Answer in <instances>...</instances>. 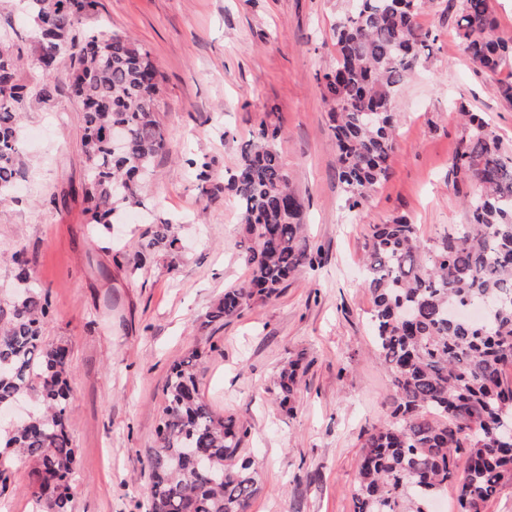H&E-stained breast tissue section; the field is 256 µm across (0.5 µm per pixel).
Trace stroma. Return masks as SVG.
<instances>
[{
	"mask_svg": "<svg viewBox=\"0 0 512 512\" xmlns=\"http://www.w3.org/2000/svg\"><path fill=\"white\" fill-rule=\"evenodd\" d=\"M349 0H97L84 28L107 27L145 45L163 75L169 149L146 186L149 214L91 233L81 199L88 162L66 73L30 110L29 175L5 216L0 247L31 259L47 291L45 343L70 351L69 430L76 452L71 512H146V451L155 445L170 367L201 347L200 389L239 418L260 488L248 512H354L362 443L391 411L388 373L373 356L370 294L362 286L369 228L404 215L439 241L467 221L448 177L461 135L457 112L486 113L512 144V103L500 95L512 59L495 72L461 53L454 0H431L422 27L439 36L393 101L399 116L391 175L363 210H349L318 77L336 64L334 27ZM282 130L278 150L301 198L318 267L238 317L208 323L225 289L248 277L234 197L220 187L260 123ZM209 163L203 191L185 163ZM171 222L177 254L135 253L154 224ZM299 363L292 409L274 381Z\"/></svg>",
	"mask_w": 512,
	"mask_h": 512,
	"instance_id": "obj_1",
	"label": "stroma"
}]
</instances>
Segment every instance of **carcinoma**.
<instances>
[{
  "mask_svg": "<svg viewBox=\"0 0 512 512\" xmlns=\"http://www.w3.org/2000/svg\"><path fill=\"white\" fill-rule=\"evenodd\" d=\"M429 0H352L335 28L336 65L320 85L330 105L339 179L351 210H360L390 175L396 149L393 99L437 41L417 17ZM96 0H23L37 30L34 65L51 76L70 60L67 79L82 112L88 161L82 189L95 227L120 212L146 207L142 179L168 149L160 122L163 75L151 52L131 37L84 29ZM491 0H459L456 34L479 67L494 71L512 56V42L491 36ZM0 63V216L26 174L22 133L26 111L49 101L31 96L21 56L6 42ZM463 129L451 164L464 192L468 222L435 244L405 217L373 224L365 243L363 286L373 302L376 358L389 372L392 411L367 434L354 493L355 512H431L452 484L458 512H484L512 482V147L477 112L462 111ZM126 131L123 152L108 131ZM278 126L260 124L224 188L234 195L249 277L224 291L207 315L230 319L255 299L280 295L315 257L304 236L303 204L290 187L277 149ZM169 223L154 225L141 248L177 250ZM15 266L19 292L0 296V410L21 397L33 404L26 423L0 429V486L13 468H29L35 508L70 512L75 449L69 432L70 353L47 346L51 320L34 268L17 251L0 250ZM485 309L474 322L464 311ZM196 348L167 377L155 447L147 450V512H247L257 472L241 453L246 428L215 412L199 388ZM279 404L297 394L298 362L279 371ZM463 475H458L459 460Z\"/></svg>",
  "mask_w": 512,
  "mask_h": 512,
  "instance_id": "cac0c4a2",
  "label": "carcinoma"
}]
</instances>
